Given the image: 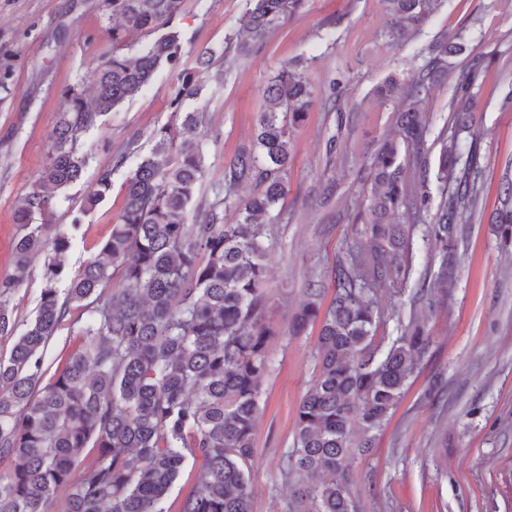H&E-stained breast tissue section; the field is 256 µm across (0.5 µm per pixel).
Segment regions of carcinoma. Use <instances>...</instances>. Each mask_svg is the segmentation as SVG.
Returning a JSON list of instances; mask_svg holds the SVG:
<instances>
[{
  "label": "carcinoma",
  "mask_w": 512,
  "mask_h": 512,
  "mask_svg": "<svg viewBox=\"0 0 512 512\" xmlns=\"http://www.w3.org/2000/svg\"><path fill=\"white\" fill-rule=\"evenodd\" d=\"M182 2L107 0L120 19L112 26L113 45H125L132 32L155 39L132 57L114 51L100 62L92 71V99L77 84L64 91L40 185L17 202L16 269L24 272L39 252L45 262L36 315L20 333L8 307L19 278L0 281V336H15L9 358L0 359V512H169L168 494L190 458L203 465L178 512H252L254 432L274 336L266 316L261 218L288 192L292 132L307 120L316 90L302 70L282 68L265 90L253 145L225 160L212 201H196L206 174L202 119L182 108L200 95L198 72L211 65L212 53L185 58L184 34L175 25ZM305 2L248 0L238 55L260 48ZM381 2L386 36L398 41L423 25L441 0ZM462 50L437 40L419 71L377 88L380 97L397 100V110L394 131L370 163L371 186L358 215L365 247L350 245L336 260L328 307L322 308L324 289L312 283L292 321L296 335L315 322L320 331L293 448L279 463L281 479L292 486L288 512H359L352 462L374 447L429 350L424 323L397 311V336L376 342L382 311L374 287L401 294L419 227L440 249L435 281L448 285L455 278L463 211H476L481 201L479 147L453 138L430 165L428 125L418 105L448 72V55ZM162 66L173 76L170 105L180 113V127L154 130L144 156L132 139L100 173L83 215L110 189L112 173L139 158L123 185L111 235L71 277L81 218L50 242L33 218L51 209L46 188L62 190L81 178L88 163L81 140L97 118L137 96ZM482 68L475 62L455 84L451 106L462 123L475 111ZM433 167L451 189L423 226ZM247 184L262 190L231 199ZM499 203L494 232L512 241V180L501 187ZM229 206L238 214L232 224L224 220ZM68 320L81 344L46 381L48 344ZM87 448L95 451L88 461Z\"/></svg>",
  "instance_id": "obj_1"
}]
</instances>
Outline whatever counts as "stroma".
<instances>
[{
  "label": "stroma",
  "mask_w": 512,
  "mask_h": 512,
  "mask_svg": "<svg viewBox=\"0 0 512 512\" xmlns=\"http://www.w3.org/2000/svg\"><path fill=\"white\" fill-rule=\"evenodd\" d=\"M246 0H184L178 19L185 50L216 57L201 73L202 92L187 110L203 112L207 174L200 189L222 178L225 160L249 145L264 90L288 63L301 62L318 97L293 134L288 192L281 218L264 227L270 295L267 316L275 330L268 346L272 371L261 389L252 468L253 512H288L292 490L278 463L294 441L296 409L313 379L318 325L289 333L309 283L331 288L329 271L339 250L357 242L352 217L366 188L367 163L393 128L395 104L376 88L426 62V48L448 37L463 44L449 57L448 77L421 104L429 124L427 146L438 156L451 130L450 103L457 78L474 57L485 60L476 86L477 110L460 140L477 139L483 169L480 216L467 225L450 290L435 289L427 313L431 345L397 411L369 456L356 459L360 512H512V245H503L486 216L498 206L499 186L512 179V0H442L420 28L399 42L384 33L380 0H307L304 9L270 31L259 51L237 55L234 36ZM114 20L106 0H0V279L15 273L14 209L36 187L48 161L66 86L93 93L91 72L112 54ZM172 77L160 68L137 97L101 116L82 139L89 156L82 179L55 194L41 221L45 238L68 229L100 172L129 140L149 152L153 130L175 124ZM124 167L112 176L102 201L85 218L70 255V274L96 255L123 206ZM335 194H327L330 182ZM82 213V212H81ZM43 256H36L10 299L17 324L35 316Z\"/></svg>",
  "instance_id": "1"
}]
</instances>
